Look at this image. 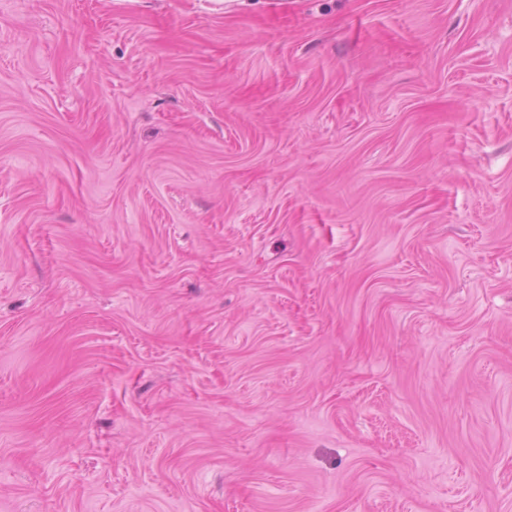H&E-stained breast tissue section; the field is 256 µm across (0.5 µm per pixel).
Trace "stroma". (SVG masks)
Segmentation results:
<instances>
[{
    "label": "stroma",
    "instance_id": "1",
    "mask_svg": "<svg viewBox=\"0 0 512 512\" xmlns=\"http://www.w3.org/2000/svg\"><path fill=\"white\" fill-rule=\"evenodd\" d=\"M0 512H512V0H0Z\"/></svg>",
    "mask_w": 512,
    "mask_h": 512
}]
</instances>
